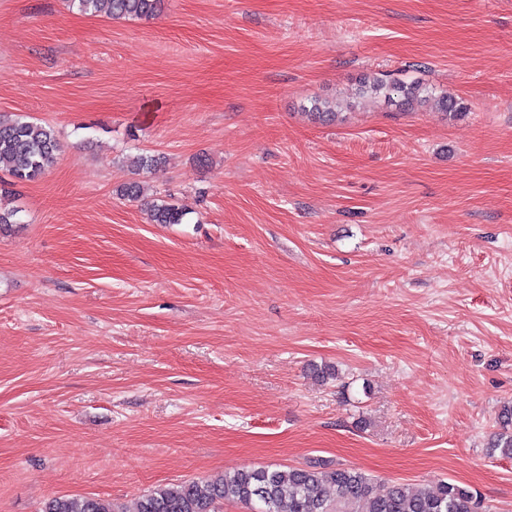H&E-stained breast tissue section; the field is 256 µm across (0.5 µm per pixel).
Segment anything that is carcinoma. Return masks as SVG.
<instances>
[{
  "label": "carcinoma",
  "instance_id": "obj_1",
  "mask_svg": "<svg viewBox=\"0 0 512 512\" xmlns=\"http://www.w3.org/2000/svg\"><path fill=\"white\" fill-rule=\"evenodd\" d=\"M80 12L113 19L150 20L160 15L164 0H69ZM359 93L371 95L401 108L431 102L454 116L466 113L467 105L451 93L420 81L364 78ZM336 103L317 99L312 113L319 119L336 116ZM61 151L53 127L29 121L16 114H0V166L17 182L39 178L53 165ZM165 163L159 154H140L130 159L135 170H155ZM185 209L167 198L149 204L155 224H180ZM500 431L492 437L490 453L512 458V405L499 414ZM334 488L336 497L327 494ZM224 502L241 504L250 512H485L478 494L469 487L439 480L414 490L392 481L380 487L365 473L350 467L314 463L288 469L242 467L203 480L158 489L142 495L135 512H215ZM43 512H117L112 503L95 497L58 496Z\"/></svg>",
  "mask_w": 512,
  "mask_h": 512
}]
</instances>
